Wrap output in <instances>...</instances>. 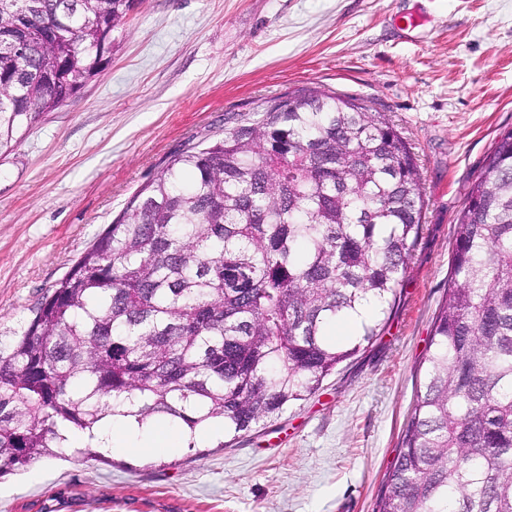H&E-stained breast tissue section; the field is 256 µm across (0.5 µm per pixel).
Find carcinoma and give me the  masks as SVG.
Returning a JSON list of instances; mask_svg holds the SVG:
<instances>
[{
  "label": "carcinoma",
  "instance_id": "carcinoma-1",
  "mask_svg": "<svg viewBox=\"0 0 512 512\" xmlns=\"http://www.w3.org/2000/svg\"><path fill=\"white\" fill-rule=\"evenodd\" d=\"M135 0H0V152L102 72ZM412 148L324 88L233 116L130 199L0 348V475L135 406L233 436L319 391L380 335L423 230ZM376 512H512V131L455 225L448 293ZM379 309V305L374 301H369L361 306L357 313H354L350 319L342 324L336 325L332 334L335 335L336 338H343L345 336L351 335L354 330L359 328L362 323L368 322L374 318Z\"/></svg>",
  "mask_w": 512,
  "mask_h": 512
}]
</instances>
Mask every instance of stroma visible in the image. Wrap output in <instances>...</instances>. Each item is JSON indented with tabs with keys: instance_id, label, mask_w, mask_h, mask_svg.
<instances>
[{
	"instance_id": "stroma-1",
	"label": "stroma",
	"mask_w": 512,
	"mask_h": 512,
	"mask_svg": "<svg viewBox=\"0 0 512 512\" xmlns=\"http://www.w3.org/2000/svg\"><path fill=\"white\" fill-rule=\"evenodd\" d=\"M318 86L388 113L423 178V232L380 335L245 435L161 457L59 448L0 476V512H375L468 186L512 130V0H138L109 65L0 155V343L185 146Z\"/></svg>"
}]
</instances>
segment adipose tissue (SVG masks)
<instances>
[{
  "mask_svg": "<svg viewBox=\"0 0 512 512\" xmlns=\"http://www.w3.org/2000/svg\"><path fill=\"white\" fill-rule=\"evenodd\" d=\"M224 433L221 424L211 423L196 431L159 422L147 425L138 424L135 418L112 416L106 418L101 430L106 440L107 450H120L126 453L164 454L185 447L188 440L210 441Z\"/></svg>",
  "mask_w": 512,
  "mask_h": 512,
  "instance_id": "ef3b65f1",
  "label": "adipose tissue"
}]
</instances>
